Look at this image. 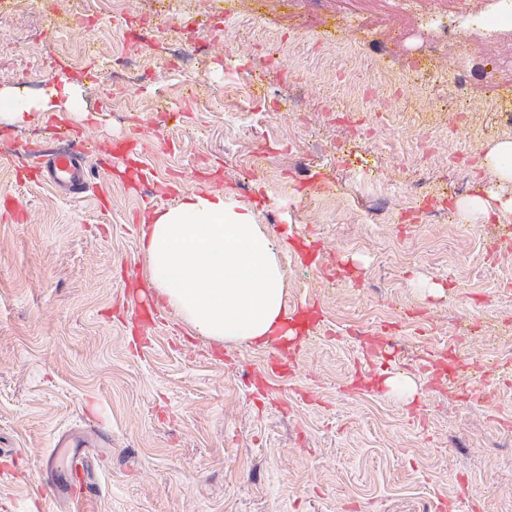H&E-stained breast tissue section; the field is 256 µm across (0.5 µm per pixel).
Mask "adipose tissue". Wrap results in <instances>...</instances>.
<instances>
[{
	"instance_id": "1",
	"label": "adipose tissue",
	"mask_w": 512,
	"mask_h": 512,
	"mask_svg": "<svg viewBox=\"0 0 512 512\" xmlns=\"http://www.w3.org/2000/svg\"><path fill=\"white\" fill-rule=\"evenodd\" d=\"M65 74L29 98L0 88V126L28 123L35 112H68L90 120ZM146 280L157 300L176 310L200 336L265 346L284 335L288 305L276 238L230 193L201 189L143 219Z\"/></svg>"
}]
</instances>
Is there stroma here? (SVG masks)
Here are the masks:
<instances>
[{
	"label": "stroma",
	"instance_id": "stroma-1",
	"mask_svg": "<svg viewBox=\"0 0 512 512\" xmlns=\"http://www.w3.org/2000/svg\"><path fill=\"white\" fill-rule=\"evenodd\" d=\"M401 2L124 0V30L95 0H0V86L61 71L99 115L0 126V512H512V363L488 357L512 350V220L457 217L474 185L512 195L484 163L512 140V66L479 24L446 36ZM117 53L147 77L101 94ZM72 138L76 200L40 168ZM201 188L287 235L288 304L318 317L266 393L271 348L130 319L143 217ZM90 412L74 506L49 458Z\"/></svg>",
	"mask_w": 512,
	"mask_h": 512
}]
</instances>
